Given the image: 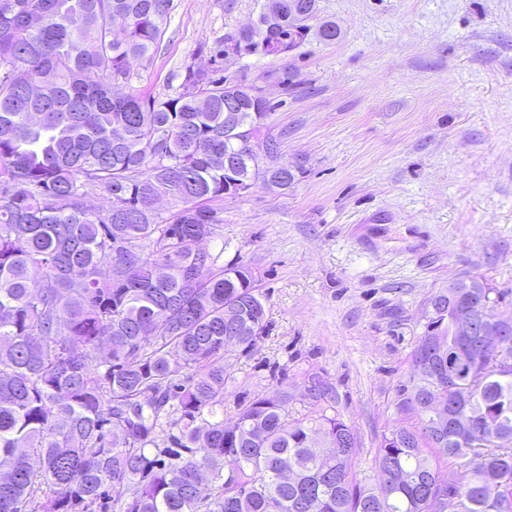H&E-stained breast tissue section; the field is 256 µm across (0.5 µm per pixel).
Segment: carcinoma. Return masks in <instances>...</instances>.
<instances>
[{
    "mask_svg": "<svg viewBox=\"0 0 512 512\" xmlns=\"http://www.w3.org/2000/svg\"><path fill=\"white\" fill-rule=\"evenodd\" d=\"M171 0H0V512H512V327L459 375L445 292L411 353V394L442 395L437 424L410 397L412 427L382 437L374 483L318 373L304 411L278 384L224 425V358L268 331L250 268H215L209 202L230 175L224 83L189 66L173 98L115 90L156 47ZM316 0H276L262 48L291 49ZM333 20L318 26L339 38ZM236 113L252 126L247 87ZM302 166L263 185L286 191ZM100 190L109 205L88 207ZM180 206L164 216L156 203ZM472 308L495 316L490 289ZM439 335L447 353L417 362ZM191 374L177 384L174 374ZM480 459L446 472L442 460ZM496 485L500 497L489 495ZM120 490L114 499L109 491Z\"/></svg>",
    "mask_w": 512,
    "mask_h": 512,
    "instance_id": "cac0c4a2",
    "label": "carcinoma"
}]
</instances>
